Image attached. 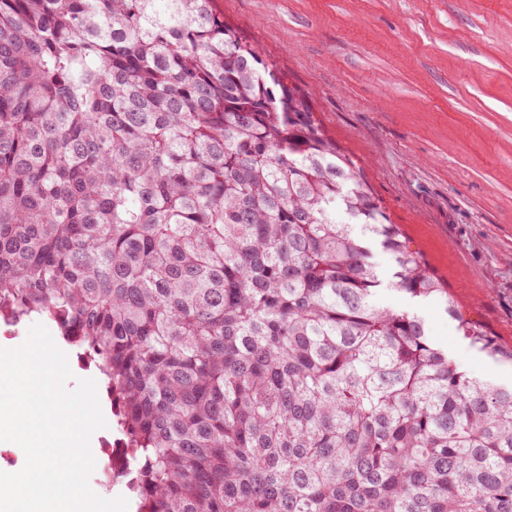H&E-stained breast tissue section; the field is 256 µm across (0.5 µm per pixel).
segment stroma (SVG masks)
<instances>
[{
    "mask_svg": "<svg viewBox=\"0 0 512 512\" xmlns=\"http://www.w3.org/2000/svg\"><path fill=\"white\" fill-rule=\"evenodd\" d=\"M214 8L307 93L447 300L512 347V0ZM444 301L418 309L433 341L473 374L511 382V366L461 340Z\"/></svg>",
    "mask_w": 512,
    "mask_h": 512,
    "instance_id": "stroma-1",
    "label": "stroma"
}]
</instances>
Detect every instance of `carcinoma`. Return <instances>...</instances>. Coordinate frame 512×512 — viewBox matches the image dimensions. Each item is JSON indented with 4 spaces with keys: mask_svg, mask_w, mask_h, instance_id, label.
Instances as JSON below:
<instances>
[{
    "mask_svg": "<svg viewBox=\"0 0 512 512\" xmlns=\"http://www.w3.org/2000/svg\"><path fill=\"white\" fill-rule=\"evenodd\" d=\"M443 294L213 0H0V321L94 367L135 512H512V385ZM418 313L425 318L433 341L448 349V354L473 374L491 379L497 383L512 381V367L498 365L485 355L468 347L455 331L454 323L448 319L443 310V303L438 298L424 301Z\"/></svg>",
    "mask_w": 512,
    "mask_h": 512,
    "instance_id": "cac0c4a2",
    "label": "carcinoma"
}]
</instances>
